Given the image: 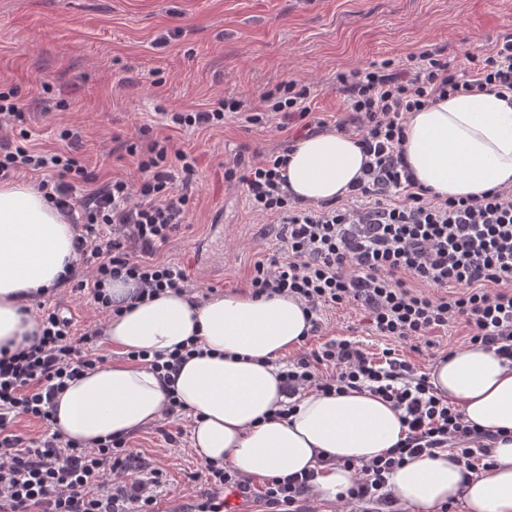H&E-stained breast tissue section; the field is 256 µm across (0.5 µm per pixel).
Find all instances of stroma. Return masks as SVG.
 Here are the masks:
<instances>
[{"label":"stroma","instance_id":"stroma-1","mask_svg":"<svg viewBox=\"0 0 512 512\" xmlns=\"http://www.w3.org/2000/svg\"><path fill=\"white\" fill-rule=\"evenodd\" d=\"M174 26L181 36L157 47L156 38ZM510 32L512 0H0V91L16 90L35 148H60L61 131H79L74 153L103 180L140 181L128 151L140 141L195 154L189 222L158 256L184 266L193 287L222 294L247 290L255 262L280 249L278 225L249 209L241 182L225 181V161L254 160L306 132L278 114L257 126L228 113L221 126L180 129L170 113L206 109L224 97L252 107L282 80L300 77L311 83L320 117L333 122L343 104L338 74L385 59L402 64L426 45L455 62ZM46 302L78 330L102 319L87 295L58 290ZM324 321L322 335L286 351L280 364L324 341L348 339L376 361L394 348L426 372L442 353L467 345L457 323L435 333L429 348L390 344L372 335L352 304L327 310ZM130 442L168 473L158 512L193 501L190 475L203 461L190 441L170 447L153 423Z\"/></svg>","mask_w":512,"mask_h":512}]
</instances>
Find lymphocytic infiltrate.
I'll list each match as a JSON object with an SVG mask.
<instances>
[{"mask_svg": "<svg viewBox=\"0 0 512 512\" xmlns=\"http://www.w3.org/2000/svg\"><path fill=\"white\" fill-rule=\"evenodd\" d=\"M346 118L338 133L353 136L367 157L362 177L345 202L315 205L288 194L289 151L259 155L240 179L251 210L277 218L282 252L258 261L250 278L252 296L287 293L303 301L309 335L321 332L323 310L351 303L363 307L371 330L390 340L383 362L358 343L330 340L297 358L282 372L288 397L315 389L326 394L365 390L399 411L407 433L396 447L361 464L344 502L349 512H396L388 481L409 458L453 451L464 478L492 467V434L465 421L438 396L428 374L398 358L394 343L428 340L463 323L470 344L512 361V190L443 198L418 184L402 151L410 113L459 93L496 89L512 93V34L482 54L465 53L461 63L425 49L405 67L391 61L343 73ZM261 124L269 112L299 114L315 129L326 122L315 114L309 84L291 78L263 93L258 106L227 98L208 110L176 112L181 127L223 124L225 112ZM26 121L14 92H0V181L38 172V189L64 217L81 229L73 239L86 279L66 267L58 287L88 292L100 312L112 314L105 294L117 276L135 280L141 295L190 293L180 265L156 254L189 215L197 159L169 152L164 142L131 144L143 178L115 179L77 195L78 183L92 177L69 152L37 153L16 140ZM39 336L29 345L0 350V512H156L166 474L130 448L127 438L87 446L64 439L54 427V398L69 381L94 370L102 356L85 351L92 333L75 336L70 319L40 309ZM39 422L40 437L16 427L17 418ZM314 472L266 479L261 491L250 480L215 463L193 473L198 502L182 512H224V490L238 488L260 512H310Z\"/></svg>", "mask_w": 512, "mask_h": 512, "instance_id": "f902f5d3", "label": "lymphocytic infiltrate"}]
</instances>
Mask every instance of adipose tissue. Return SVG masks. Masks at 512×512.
Segmentation results:
<instances>
[{"label":"adipose tissue","mask_w":512,"mask_h":512,"mask_svg":"<svg viewBox=\"0 0 512 512\" xmlns=\"http://www.w3.org/2000/svg\"><path fill=\"white\" fill-rule=\"evenodd\" d=\"M404 153L422 186L444 197L512 188V100L495 91L458 94L411 113ZM366 158L350 136L323 132L297 142L286 175L292 198L316 204L344 197ZM75 230L25 181L0 183V349H16L39 333L26 295L48 290L74 257ZM133 281L107 286L113 304L103 334L122 352L168 353L194 339L204 352L188 359L175 392L191 413V446L203 459L247 478L316 470L313 494L340 503L356 465L405 436L399 412L368 392H310L286 419L278 357L299 345L308 325L301 301L288 294L252 297L230 292L192 304L164 292L131 303ZM430 381L465 421L496 433L494 466L464 480L452 452L409 459L390 477L391 492L412 512H438L462 502L464 512H512V363L479 346L439 360ZM162 378L135 362L104 364L58 394L55 427L91 445L130 435L162 416Z\"/></svg>","instance_id":"1"}]
</instances>
